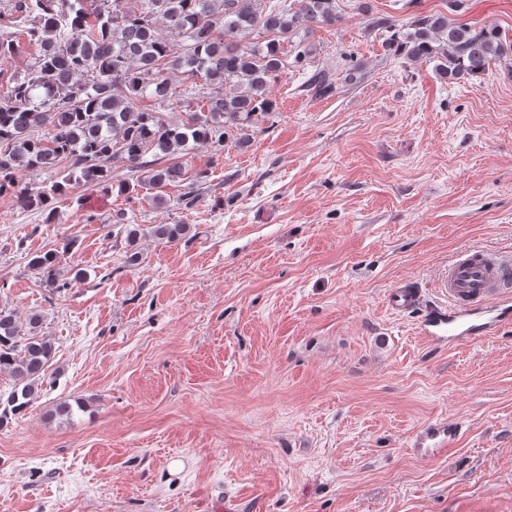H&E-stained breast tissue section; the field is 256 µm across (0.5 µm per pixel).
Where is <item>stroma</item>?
<instances>
[{"mask_svg": "<svg viewBox=\"0 0 512 512\" xmlns=\"http://www.w3.org/2000/svg\"><path fill=\"white\" fill-rule=\"evenodd\" d=\"M337 6L284 44L309 56L248 147L194 150L209 178L166 206L80 186L49 222L0 196V306L40 312L55 343L0 429V512H512V326L445 349L418 329L459 250L512 258V59L451 82L389 48L437 12L512 44V0ZM322 69L329 96L308 87ZM117 211L142 227L138 265ZM173 222L182 240L154 235ZM51 249L90 279L40 284L29 257ZM405 283L423 305L399 313L386 296ZM440 417L459 446L416 458L408 436Z\"/></svg>", "mask_w": 512, "mask_h": 512, "instance_id": "obj_1", "label": "stroma"}]
</instances>
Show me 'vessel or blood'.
I'll return each instance as SVG.
<instances>
[{
	"label": "vessel or blood",
	"mask_w": 512,
	"mask_h": 512,
	"mask_svg": "<svg viewBox=\"0 0 512 512\" xmlns=\"http://www.w3.org/2000/svg\"><path fill=\"white\" fill-rule=\"evenodd\" d=\"M444 288L447 305L429 307L420 326L430 344L472 342L512 324V266L496 254L460 251L448 267ZM420 302L419 291L407 285L387 296L389 307L398 312L414 309ZM461 434L459 422L436 419L413 431L408 448L420 459H435L456 448Z\"/></svg>",
	"instance_id": "vessel-or-blood-1"
}]
</instances>
